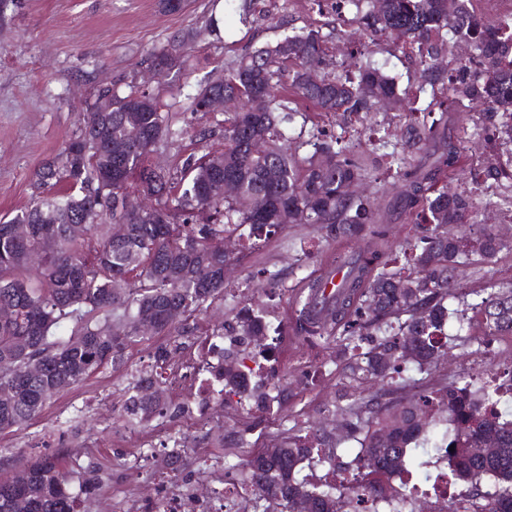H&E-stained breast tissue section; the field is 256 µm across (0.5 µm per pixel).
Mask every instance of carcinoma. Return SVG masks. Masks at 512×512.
<instances>
[{
	"label": "carcinoma",
	"instance_id": "cac0c4a2",
	"mask_svg": "<svg viewBox=\"0 0 512 512\" xmlns=\"http://www.w3.org/2000/svg\"><path fill=\"white\" fill-rule=\"evenodd\" d=\"M328 7L336 19L355 9L347 23L383 33L416 49L420 79L416 97L428 95L424 108L404 113L402 153L433 147L426 167L400 159L397 177L405 191L399 208L425 234L400 250L385 248L389 228L378 222L368 197H349L346 185L378 169L383 156L366 158L319 129L288 146V130L280 114L296 111L288 89L323 112H374L380 103L397 100L395 79L380 69L356 62L332 76L325 72L326 52L320 32L288 36L273 46L236 58L224 78L200 88L194 110L224 94L237 103L224 119L199 130L174 127L173 115L135 83L119 94L104 87L60 152L31 176L30 204L0 219V308L13 314L0 318V432L34 419L44 405L107 364L123 358L125 349L145 338L138 329L146 316L157 335L178 338L187 322L208 310L231 282L224 263L236 265L250 250L295 223L305 214L328 238L361 235L362 250L337 256L344 271L330 293L324 277L306 283L308 295L295 302L290 330L307 340L371 336L370 347L346 365L352 382L372 381L379 388L365 402L342 393L336 411L352 416L348 436L359 445L351 462L352 479L339 484L312 483L300 476L302 464L316 448L335 463L333 437L310 426L267 454L246 463L249 488L267 503L263 512H293L296 496L312 500L311 512H361L362 496L400 504L407 496L391 478L408 471L412 452L425 444L454 446L448 465L467 490L448 500L446 512H512V421L498 418L495 390L482 382L447 385L405 401L391 389L393 375L404 364L427 373L448 353L446 328L481 341L483 336H512V283L491 284L477 303L455 288L454 271L478 255L494 258L506 248L502 238L478 220L471 194L448 197V175L457 168L460 141L448 133V107L438 95L452 93L461 103L482 107L478 135L491 145L509 147L506 163L483 166L472 175L478 185L512 182V18L491 19L476 8L478 0H385L361 11L363 0H311ZM464 42L470 57L443 69L438 59L448 38ZM191 40L182 38L154 51L149 64L159 76L186 67ZM264 92L267 112H249L244 103ZM109 98L112 111H99ZM190 139L193 151L181 162L159 170L147 164L151 152L164 151ZM261 139L266 150L254 152ZM223 141L222 153L209 147ZM238 185L233 198L224 196V179ZM146 183L155 193L151 211L141 215L126 207V196ZM476 226L463 241L448 234V219ZM126 225L121 236L113 226ZM238 242L224 252V241ZM40 264L30 263L32 254ZM125 288H112L115 280ZM458 306L448 308L449 299ZM179 310L182 317L171 319ZM266 313L244 306L232 319L215 326L214 336H234L237 346L224 350V366L216 378L224 383V404L232 397L250 398L266 407L269 395L261 383L247 382V362L271 349L255 336H282ZM155 381L140 380L123 401L127 415L147 419L160 413V397L144 391ZM497 438V450L481 455L486 436ZM21 478L0 479V512H75L64 463L51 456L35 461ZM493 477L498 498L487 497L482 485Z\"/></svg>",
	"mask_w": 512,
	"mask_h": 512
}]
</instances>
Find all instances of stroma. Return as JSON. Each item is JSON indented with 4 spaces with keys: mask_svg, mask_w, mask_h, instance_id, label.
<instances>
[{
    "mask_svg": "<svg viewBox=\"0 0 512 512\" xmlns=\"http://www.w3.org/2000/svg\"><path fill=\"white\" fill-rule=\"evenodd\" d=\"M216 2L186 0L182 10L169 13L161 0H21L0 25V217L29 205L32 172L58 153L97 88L126 90L139 80L151 51L185 34L194 36L188 67L147 88L164 111L173 113L179 127L202 123V115L193 111V96L223 76L227 63L288 35L318 30L331 65L350 60L344 50L349 41L346 26L332 13L318 12L310 0H256L261 20L244 25L238 16L228 17L220 36L209 26ZM365 48L376 66L395 79L399 92L413 93L419 68L401 41L378 35ZM298 108L307 116L305 130L321 127L358 151H368L370 133L376 129L384 132L388 149L399 146L401 123L395 111L382 109L347 119L316 111L305 102ZM479 117L476 108L448 114L450 132L462 145L460 168L452 180L459 190L470 187V169L491 159L474 135ZM362 186L381 205L380 218L389 226L392 247L418 236V227L395 203L404 189L401 180L387 172L366 178ZM511 197L512 189L494 183L474 190L484 223L512 242V212L503 206ZM342 248L341 242L324 238L315 225H288L237 266L223 302L199 314L194 328L183 336L177 369L157 383L167 404L163 416L130 422L122 411L126 391L153 370L156 348L168 342L167 337L153 336L130 346L123 363L105 365L60 393L34 420L0 432V477L56 454L65 459L72 486H79L89 471L99 477L91 493L80 496L79 512H146L149 499L162 489L209 495L224 480L243 482L252 452L298 434L307 422L322 419L335 427L337 391L353 387L362 401L370 388L350 385L336 356L337 344L309 345L293 335L283 340L275 364L276 397L266 409L256 410L253 401L245 400L225 410L213 409L209 420L187 424L179 405L194 377L188 361L199 352L203 330L248 302L267 308L272 321L287 318L306 280L321 276ZM261 269L275 277L274 288L265 296L254 291ZM511 281L512 245L492 261L473 260L461 275L467 289ZM448 344L453 349L450 359L441 360L429 373L410 367L396 378L399 395L410 397L483 372L512 369V342L507 338L497 337L478 349L469 337L452 335ZM169 423L178 424L183 433V446L176 453L170 452L163 430Z\"/></svg>",
    "mask_w": 512,
    "mask_h": 512,
    "instance_id": "35a3bbf8",
    "label": "stroma"
}]
</instances>
